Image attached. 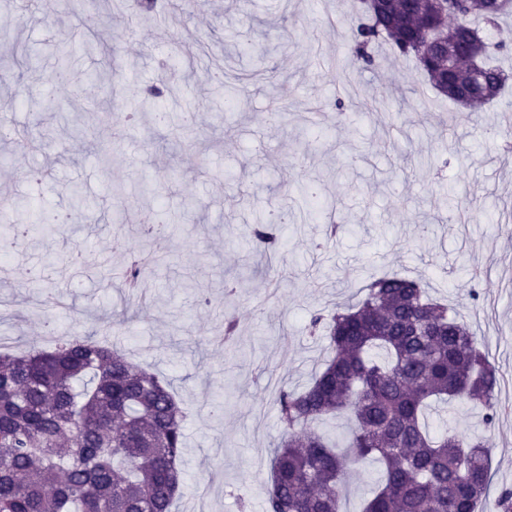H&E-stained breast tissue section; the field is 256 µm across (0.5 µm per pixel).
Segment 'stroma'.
Wrapping results in <instances>:
<instances>
[{"label": "stroma", "instance_id": "stroma-1", "mask_svg": "<svg viewBox=\"0 0 512 512\" xmlns=\"http://www.w3.org/2000/svg\"><path fill=\"white\" fill-rule=\"evenodd\" d=\"M161 16L137 21L136 0H86L100 14L95 55L72 69L89 76L112 62L113 94L128 111L140 90L165 78L161 59L173 50L195 58L190 85L164 106L193 103L200 124L192 138L170 142L140 120L132 140L114 144L115 120L96 146L64 125L77 108L102 98L87 94L31 106L55 67L54 47L77 24L66 0L8 15L13 42L39 60L0 85L10 125L21 141L0 139V200L27 195L34 206L63 210L69 223L42 246L27 244L0 287V336L22 350L46 344L47 320L74 337L91 336L123 350L165 377L187 414L182 495L173 512H265L272 451L284 426L274 400L299 391L321 369L325 339L310 336L313 311L352 304L373 278L398 271L426 284L488 349L505 384L492 432L493 484L478 512H501L512 490V78L501 98L449 125L461 105L437 95L415 60L378 48L375 69L351 61V20L359 0H254V38L263 63L240 59L245 80L233 111L205 80L211 58L227 48L241 18L239 0H158ZM30 101L19 104L20 94ZM368 100L355 122L337 102ZM61 127L42 138L46 126ZM320 178V204L344 227L329 239L322 224H292L273 260L244 239L264 208L304 214L299 186ZM96 200L97 212L74 207L70 187ZM466 206V220L448 206ZM177 208L197 204L200 220L175 225L165 241V266L148 273L146 304L130 303L112 271L139 246L133 224L114 229L119 206ZM89 257L70 267L74 250ZM237 282L225 294L224 281ZM233 339L213 338L227 316Z\"/></svg>", "mask_w": 512, "mask_h": 512}]
</instances>
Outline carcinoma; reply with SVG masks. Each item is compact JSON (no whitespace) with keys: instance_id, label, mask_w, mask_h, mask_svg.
<instances>
[{"instance_id":"1","label":"carcinoma","mask_w":512,"mask_h":512,"mask_svg":"<svg viewBox=\"0 0 512 512\" xmlns=\"http://www.w3.org/2000/svg\"><path fill=\"white\" fill-rule=\"evenodd\" d=\"M366 18L352 30V57L377 65L382 43L417 61L433 90L463 106L488 104L506 86L491 61L483 30L512 14V0H362ZM440 26L443 42L422 32ZM91 20L70 30L52 74L69 73L68 58L95 38ZM482 57V70L465 66ZM141 98L152 123L179 137L158 99ZM0 232L30 241L57 228L23 218ZM270 210L247 231L252 247L279 253L287 224ZM145 243L166 237L169 224L140 223ZM163 256L138 249L124 264L125 284ZM326 332L329 358L309 386L280 391L275 405L286 435L272 456L265 512H346V479L378 465L360 512H476L491 475L489 438L431 430L437 404L481 406L487 430L498 416L494 395L502 374L475 334L420 282L399 272L364 286L361 299L311 316ZM347 415V432L330 439L320 426ZM186 415L170 383L99 342L67 339L50 350L0 352V512H170L185 479Z\"/></svg>"}]
</instances>
